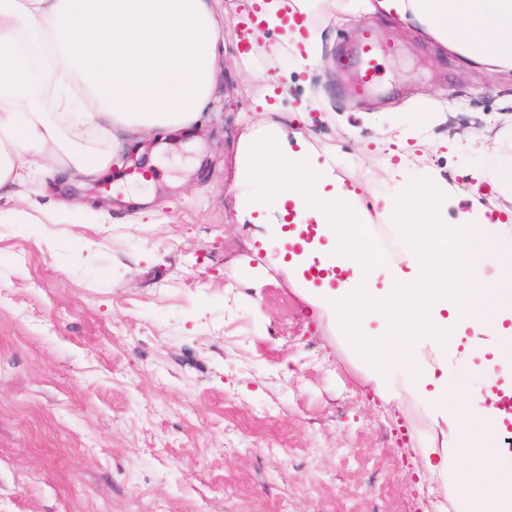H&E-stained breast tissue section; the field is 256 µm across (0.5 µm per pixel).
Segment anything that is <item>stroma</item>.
<instances>
[{
    "label": "stroma",
    "mask_w": 512,
    "mask_h": 512,
    "mask_svg": "<svg viewBox=\"0 0 512 512\" xmlns=\"http://www.w3.org/2000/svg\"><path fill=\"white\" fill-rule=\"evenodd\" d=\"M208 3L221 73L190 129L117 130L106 174L0 187V512H455L426 467L443 453L426 410L376 393L309 275L280 264L281 212L243 209L263 187L238 174L245 138L278 131L330 156L371 205L368 233L397 241L374 205L395 192L379 146L414 126L407 165L448 180L449 223L477 200L512 213L511 194L471 177L512 160V71L464 64L363 0L311 16L314 66L289 48L247 56L248 0ZM365 29L394 51L358 95L349 57ZM127 150L155 179L124 170ZM43 206L58 223H14Z\"/></svg>",
    "instance_id": "35a3bbf8"
}]
</instances>
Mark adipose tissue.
<instances>
[{
    "mask_svg": "<svg viewBox=\"0 0 512 512\" xmlns=\"http://www.w3.org/2000/svg\"><path fill=\"white\" fill-rule=\"evenodd\" d=\"M395 19H418L466 64L512 70V0H380ZM220 22L203 0H0V185L37 161L88 174L112 164L107 125L171 131L191 126L216 80ZM396 194L385 213L403 222L398 260L374 259L358 196L342 189L329 160L285 146L278 133L247 140L239 177L262 180L250 209L293 202L326 244L307 245L300 268L340 264L352 274L318 289L366 366L379 396L395 371L430 410L443 437L439 467L471 512L474 476L463 460L496 450L501 418L485 394L512 389V232L499 217L443 220L453 193L434 169L390 166ZM433 258L424 275L420 254ZM496 270L487 277L485 268ZM478 359L481 388L449 384L420 354Z\"/></svg>",
    "mask_w": 512,
    "mask_h": 512,
    "instance_id": "adipose-tissue-1",
    "label": "adipose tissue"
}]
</instances>
